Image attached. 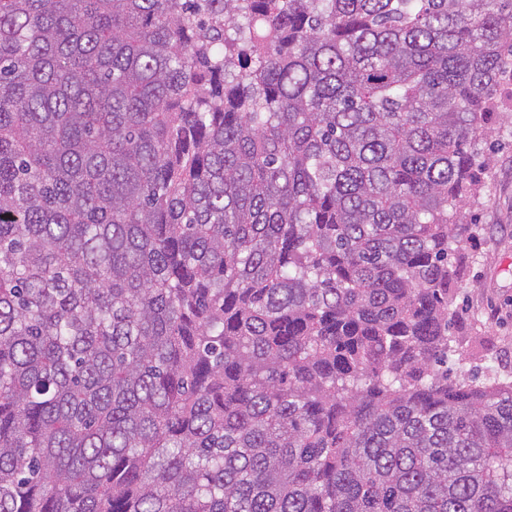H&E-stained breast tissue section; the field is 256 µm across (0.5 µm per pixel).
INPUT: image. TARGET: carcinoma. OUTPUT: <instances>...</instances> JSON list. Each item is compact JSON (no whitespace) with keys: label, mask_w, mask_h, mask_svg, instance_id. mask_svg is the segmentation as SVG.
I'll return each mask as SVG.
<instances>
[{"label":"carcinoma","mask_w":512,"mask_h":512,"mask_svg":"<svg viewBox=\"0 0 512 512\" xmlns=\"http://www.w3.org/2000/svg\"><path fill=\"white\" fill-rule=\"evenodd\" d=\"M512 0H0V512H512L450 290Z\"/></svg>","instance_id":"obj_1"}]
</instances>
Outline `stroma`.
I'll use <instances>...</instances> for the list:
<instances>
[{
    "instance_id": "1",
    "label": "stroma",
    "mask_w": 512,
    "mask_h": 512,
    "mask_svg": "<svg viewBox=\"0 0 512 512\" xmlns=\"http://www.w3.org/2000/svg\"><path fill=\"white\" fill-rule=\"evenodd\" d=\"M477 226L460 255L453 307L466 376H512V123L495 124Z\"/></svg>"
}]
</instances>
